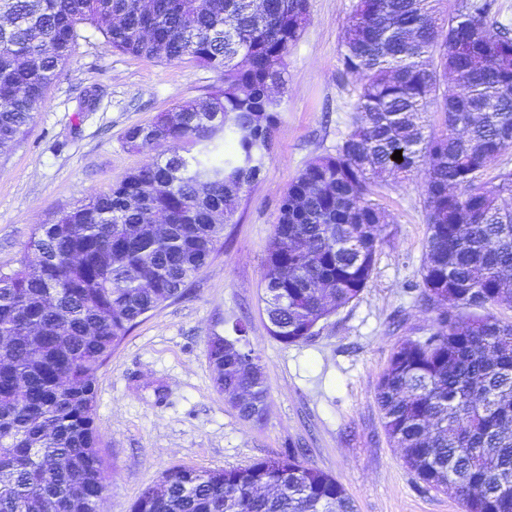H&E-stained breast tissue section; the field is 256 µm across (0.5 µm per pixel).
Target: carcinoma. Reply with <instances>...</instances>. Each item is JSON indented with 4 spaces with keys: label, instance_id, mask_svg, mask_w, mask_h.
I'll use <instances>...</instances> for the list:
<instances>
[{
    "label": "carcinoma",
    "instance_id": "cac0c4a2",
    "mask_svg": "<svg viewBox=\"0 0 512 512\" xmlns=\"http://www.w3.org/2000/svg\"><path fill=\"white\" fill-rule=\"evenodd\" d=\"M308 20L307 0H0V152L13 147L71 59L82 27L129 55L221 73L199 104L131 128L128 147H169L105 192L37 227L0 272V512H96L105 489L97 374L147 313L182 296L259 177L279 124L272 87ZM495 0H355L340 51L356 78L351 130L283 196L261 301L286 346L358 299L386 242L371 176L420 170L426 262L417 301L435 313L377 387L405 465L464 512H512V38ZM441 115L437 129L428 114ZM401 151L402 159L392 155ZM217 391L258 420L260 357L208 340ZM288 454L221 469L173 467L130 512H355L336 478Z\"/></svg>",
    "mask_w": 512,
    "mask_h": 512
}]
</instances>
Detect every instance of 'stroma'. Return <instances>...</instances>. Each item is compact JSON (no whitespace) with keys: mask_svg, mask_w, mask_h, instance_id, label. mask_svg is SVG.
<instances>
[{"mask_svg":"<svg viewBox=\"0 0 512 512\" xmlns=\"http://www.w3.org/2000/svg\"><path fill=\"white\" fill-rule=\"evenodd\" d=\"M353 2L307 0V24L274 90L281 106L271 154L225 225L223 246L185 296L142 317L98 374L95 425L109 483L101 512H130L168 468L240 466L293 448L335 477L357 512H463L404 465L375 398L394 349L434 318L413 293L427 237L421 172L376 180L388 241L361 296L305 342L286 346L268 333L261 277L281 199L351 129L355 81L339 72ZM85 34L22 139L0 154L1 271L17 267L38 225L153 156L128 148V129L205 100L220 80L198 63L136 58L93 29ZM240 320L269 388L258 422L241 419L216 391L207 355L209 336L230 334Z\"/></svg>","mask_w":512,"mask_h":512,"instance_id":"obj_1","label":"stroma"}]
</instances>
